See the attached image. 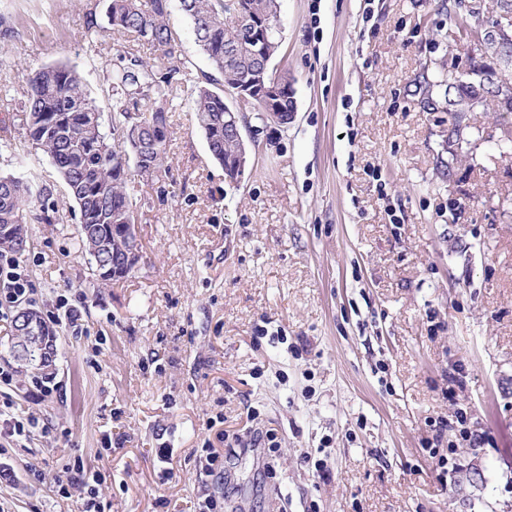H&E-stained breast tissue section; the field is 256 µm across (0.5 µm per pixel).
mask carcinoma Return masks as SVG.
Listing matches in <instances>:
<instances>
[{"mask_svg": "<svg viewBox=\"0 0 512 512\" xmlns=\"http://www.w3.org/2000/svg\"><path fill=\"white\" fill-rule=\"evenodd\" d=\"M246 2L260 13L274 7L275 0H179L180 10L193 27L195 40L219 73L231 72L234 81L245 80L256 61H226V48L238 42L240 13ZM170 0H107V25L142 46L176 59L175 37L166 22ZM115 107L104 121L84 90L82 77L73 68L46 67L25 74V130L29 144L50 160L79 214V237L92 257L93 275L108 284L130 277L142 255L135 225L138 217L125 192L130 177L148 184L167 173L169 147L168 112L156 73L139 56L122 58L110 76ZM217 79L209 74L195 85V118L212 157L228 167L237 145L224 136V95L213 90ZM139 113L140 144L116 148L114 139H125L130 113ZM50 192L12 175H0V249L21 256L31 245L30 219L49 222ZM137 251L129 264L112 268V247L117 242ZM37 329L28 332L29 342L41 344L53 327L36 313Z\"/></svg>", "mask_w": 512, "mask_h": 512, "instance_id": "obj_1", "label": "carcinoma"}]
</instances>
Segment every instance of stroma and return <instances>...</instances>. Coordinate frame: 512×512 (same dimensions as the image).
Masks as SVG:
<instances>
[{
  "mask_svg": "<svg viewBox=\"0 0 512 512\" xmlns=\"http://www.w3.org/2000/svg\"><path fill=\"white\" fill-rule=\"evenodd\" d=\"M91 11L103 0H0L18 30L0 38L1 173L38 185L50 169L25 139L24 70L76 69L107 115L120 56L154 62L119 33L89 45ZM461 12L278 0L273 66L297 111L282 126L246 112L249 164L233 183L189 97L211 65L171 6L169 177L126 185L139 269L97 285L60 183L58 220L29 227L35 288L81 297L90 333L58 334L43 399L0 322V365L18 368L9 398L48 428L0 440V512H82L80 494H58L77 457L102 475L101 512H194L213 491L205 448L245 431L251 410L280 464L225 458L215 512H512V112L449 111L438 78L501 64L459 30ZM460 412L484 447L453 427Z\"/></svg>",
  "mask_w": 512,
  "mask_h": 512,
  "instance_id": "1",
  "label": "stroma"
}]
</instances>
